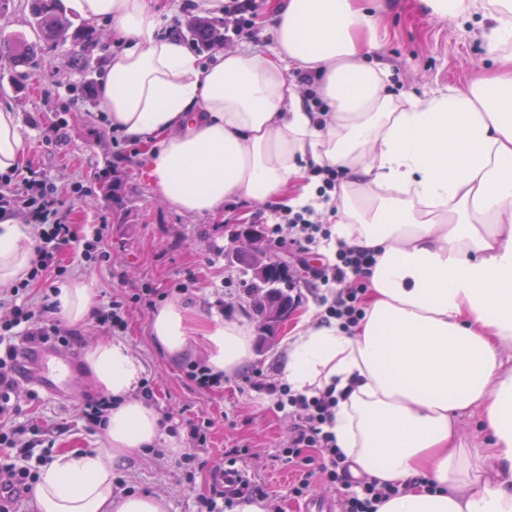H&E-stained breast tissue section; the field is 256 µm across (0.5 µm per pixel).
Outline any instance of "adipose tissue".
Returning a JSON list of instances; mask_svg holds the SVG:
<instances>
[{
    "mask_svg": "<svg viewBox=\"0 0 512 512\" xmlns=\"http://www.w3.org/2000/svg\"><path fill=\"white\" fill-rule=\"evenodd\" d=\"M439 16L482 14L496 69L467 90L402 99L389 92L376 19L358 0H277L272 44L242 45L201 64L163 26L166 0H67L121 45L95 95L98 122L148 146L155 190L178 212L207 216L225 201L314 198L312 167L346 179L334 193L336 238L372 252L365 316L343 331L305 320L281 365L296 392L334 388L332 431L354 476L398 485L378 512H512V0H425ZM314 75L328 113L306 107L290 70ZM21 118L0 105V173L23 152ZM30 226L0 222V292L27 276ZM69 324L97 309L85 276L52 294ZM169 360L201 354L226 377L252 353L249 327L174 298L150 319ZM91 387L111 406L96 448L63 449L32 487L38 512H167L164 498L119 492L115 472L163 438L139 390L146 367L123 341L84 353ZM478 414L484 448L465 447L458 416ZM491 465L494 477L480 479Z\"/></svg>",
    "mask_w": 512,
    "mask_h": 512,
    "instance_id": "1",
    "label": "adipose tissue"
}]
</instances>
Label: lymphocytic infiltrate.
Masks as SVG:
<instances>
[{
	"label": "lymphocytic infiltrate",
	"mask_w": 512,
	"mask_h": 512,
	"mask_svg": "<svg viewBox=\"0 0 512 512\" xmlns=\"http://www.w3.org/2000/svg\"><path fill=\"white\" fill-rule=\"evenodd\" d=\"M263 0H225L224 41L231 44L257 39L261 33L260 16ZM19 213L32 221L37 257L26 280L0 295V512H14L15 504L29 491L34 476L26 461L34 443L27 439V424L21 423L18 397V346L36 347L44 344L69 346L61 322L56 318V306L49 296L32 304L25 295L32 283L45 284L62 275L58 253L71 239L68 210L58 187L43 172L28 170L26 176L0 174V216ZM315 210L282 208L280 224L274 225V235H287L289 244L306 252L331 232L313 219ZM374 264L372 254L342 247L334 261L313 269L311 275L322 284H341L342 289L324 302V320L337 321L350 327L363 319L362 291L346 288L350 278L366 277ZM156 289L148 288L129 297L112 299L96 317L98 327L119 335L127 327L130 308L135 304L154 306ZM278 409L294 418L285 450L289 463L304 462L309 466L291 489L293 498L306 497L313 481L336 489L341 512H377V506L398 495V486L379 484L367 479L351 485L348 461L338 448L329 427L338 403L333 390L307 396L289 385L273 387Z\"/></svg>",
	"instance_id": "1"
}]
</instances>
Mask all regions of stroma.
<instances>
[{"instance_id":"obj_1","label":"stroma","mask_w":512,"mask_h":512,"mask_svg":"<svg viewBox=\"0 0 512 512\" xmlns=\"http://www.w3.org/2000/svg\"><path fill=\"white\" fill-rule=\"evenodd\" d=\"M365 3L377 18L380 58L391 69L394 93L421 97L451 86L464 90L480 70L494 66L477 21L434 15L423 0ZM82 76L65 44L46 46L40 76L24 85L15 84L11 72L0 70V103L11 105L22 121L21 165L41 169L61 190L79 184L86 191L71 205L76 237L60 254L63 265L69 273L88 278L99 305H107L114 295L151 286L168 297H183L208 316L244 319L256 339L253 359L244 370L203 391L186 376L188 360H167L154 346L149 331L151 309L132 308L120 339L144 362L157 409L171 412L178 420L207 417L215 427L209 446L198 451L191 465L164 451L135 455L118 474L121 487L164 497L167 512H199V499L209 494L213 472L232 463L246 469L253 484L275 496L282 512H294L296 501L289 489L295 470L285 464L282 454L290 420L268 393L270 386L283 381L284 343L292 330L276 329L272 340L261 341L259 324L247 312L249 277L241 264H228L226 255L237 246L231 236L233 225L246 221L265 231L264 247L271 260L293 266L302 259L314 263L315 257L299 256L270 236L278 221L273 204L236 199L207 217H188L172 208L151 183L144 147L101 131L84 103L69 93V84ZM59 117L67 123L65 136L59 142L48 140V128ZM113 166L126 173L135 189L120 224L114 223L110 208L95 195L97 176ZM99 224L108 227L105 248L111 255L102 265L82 255L84 239ZM190 277L195 287L179 292L178 283ZM75 389L72 399L37 393L23 409L47 424L67 423V431L55 435V447H97L100 430L86 423L81 412L94 392L81 374L75 378Z\"/></svg>"}]
</instances>
